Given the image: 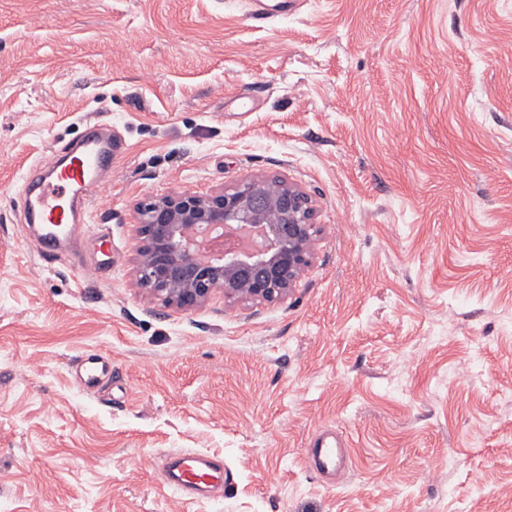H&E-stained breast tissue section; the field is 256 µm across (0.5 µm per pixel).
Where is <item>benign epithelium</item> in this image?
<instances>
[{
  "instance_id": "1",
  "label": "benign epithelium",
  "mask_w": 512,
  "mask_h": 512,
  "mask_svg": "<svg viewBox=\"0 0 512 512\" xmlns=\"http://www.w3.org/2000/svg\"><path fill=\"white\" fill-rule=\"evenodd\" d=\"M321 233L307 194L267 174L206 194L138 207L135 285L191 309L221 292L246 304L283 302L313 264Z\"/></svg>"
}]
</instances>
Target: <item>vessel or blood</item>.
Returning <instances> with one entry per match:
<instances>
[{"label":"vessel or blood","instance_id":"vessel-or-blood-1","mask_svg":"<svg viewBox=\"0 0 512 512\" xmlns=\"http://www.w3.org/2000/svg\"><path fill=\"white\" fill-rule=\"evenodd\" d=\"M113 142L102 130L85 132L65 160L56 156L38 164L35 183L22 191L27 223L39 225L44 255L67 250L78 253L87 224L83 210L96 202L104 184L103 171L112 165ZM79 384L85 392L97 393L112 379V363L97 353L79 357ZM345 438L324 431L309 443L305 453L313 470L321 475H339L344 469ZM164 483L184 497L223 491L227 472L224 460L204 452L164 455L160 466Z\"/></svg>","mask_w":512,"mask_h":512}]
</instances>
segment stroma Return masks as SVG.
Returning <instances> with one entry per match:
<instances>
[{
    "label": "stroma",
    "instance_id": "1",
    "mask_svg": "<svg viewBox=\"0 0 512 512\" xmlns=\"http://www.w3.org/2000/svg\"><path fill=\"white\" fill-rule=\"evenodd\" d=\"M90 121L120 149L48 261L18 190ZM255 173L322 228L288 300L136 287L138 203ZM187 449L219 499L165 486ZM0 512H512V0H0ZM81 375L79 384L82 390L95 394L112 380V362L97 353H87L77 362ZM346 442L343 435L324 431L317 434L305 448L313 470L320 475H341L344 469ZM164 483L182 497L198 493L213 495L224 490V458L204 452H176L164 455L160 466ZM215 496V495H214Z\"/></svg>",
    "mask_w": 512,
    "mask_h": 512
}]
</instances>
